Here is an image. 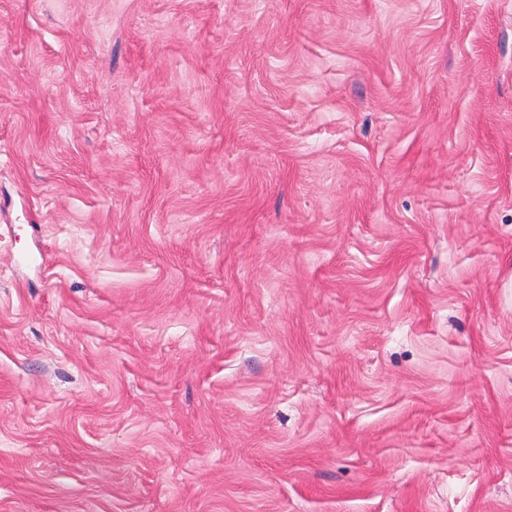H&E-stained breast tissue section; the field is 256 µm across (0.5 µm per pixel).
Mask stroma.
Segmentation results:
<instances>
[{
    "mask_svg": "<svg viewBox=\"0 0 512 512\" xmlns=\"http://www.w3.org/2000/svg\"><path fill=\"white\" fill-rule=\"evenodd\" d=\"M0 512H512V0H0Z\"/></svg>",
    "mask_w": 512,
    "mask_h": 512,
    "instance_id": "obj_1",
    "label": "stroma"
}]
</instances>
